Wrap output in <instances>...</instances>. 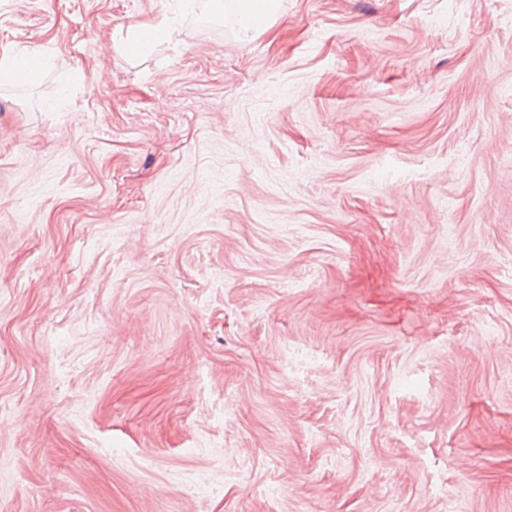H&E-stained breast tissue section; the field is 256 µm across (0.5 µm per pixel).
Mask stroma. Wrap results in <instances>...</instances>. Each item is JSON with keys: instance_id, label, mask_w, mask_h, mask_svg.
Segmentation results:
<instances>
[{"instance_id": "stroma-1", "label": "stroma", "mask_w": 512, "mask_h": 512, "mask_svg": "<svg viewBox=\"0 0 512 512\" xmlns=\"http://www.w3.org/2000/svg\"><path fill=\"white\" fill-rule=\"evenodd\" d=\"M508 14L0 0V512H512ZM236 21L244 31L255 28L262 20L274 16L279 10V0H237ZM171 32L163 20L136 24L127 32L126 49H142L153 41L166 39ZM41 57L38 54H29L23 64L14 58H0V84L28 80L41 68Z\"/></svg>"}]
</instances>
